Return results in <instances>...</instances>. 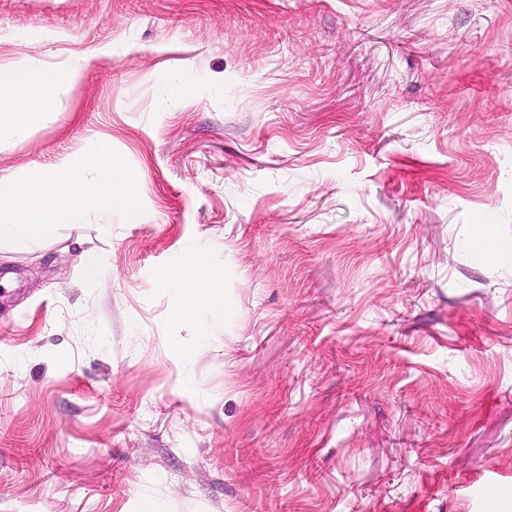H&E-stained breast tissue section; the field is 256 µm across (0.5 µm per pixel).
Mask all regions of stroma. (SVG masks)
Wrapping results in <instances>:
<instances>
[{
	"label": "stroma",
	"mask_w": 512,
	"mask_h": 512,
	"mask_svg": "<svg viewBox=\"0 0 512 512\" xmlns=\"http://www.w3.org/2000/svg\"><path fill=\"white\" fill-rule=\"evenodd\" d=\"M18 59L84 68L0 171L106 140L140 221L0 244V512H512V0H0ZM160 286L174 296L171 316L176 323L193 322L200 314L223 303V275L198 254L166 270Z\"/></svg>",
	"instance_id": "35a3bbf8"
}]
</instances>
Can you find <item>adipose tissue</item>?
Instances as JSON below:
<instances>
[{
  "label": "adipose tissue",
  "instance_id": "ef3b65f1",
  "mask_svg": "<svg viewBox=\"0 0 512 512\" xmlns=\"http://www.w3.org/2000/svg\"><path fill=\"white\" fill-rule=\"evenodd\" d=\"M79 77V68H47L26 59L1 67L0 141L26 134L35 117L50 109L57 91ZM138 191V175L102 140L90 142L75 163L22 178L0 173V243L49 241L85 211L108 213L116 205L125 208L128 223H137ZM160 285L174 296L171 316L177 323L194 321L224 298L222 274L198 254L166 270Z\"/></svg>",
  "mask_w": 512,
  "mask_h": 512
}]
</instances>
